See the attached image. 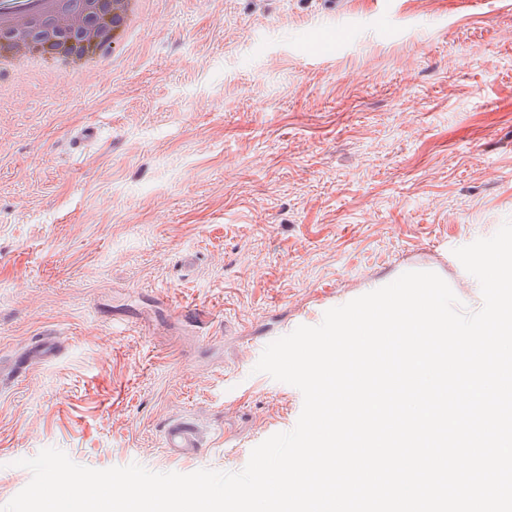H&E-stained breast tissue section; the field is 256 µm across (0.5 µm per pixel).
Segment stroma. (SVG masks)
<instances>
[{
    "label": "stroma",
    "mask_w": 512,
    "mask_h": 512,
    "mask_svg": "<svg viewBox=\"0 0 512 512\" xmlns=\"http://www.w3.org/2000/svg\"><path fill=\"white\" fill-rule=\"evenodd\" d=\"M511 219L512 0H150L119 57L0 86V365L63 343L0 378V506L46 448L242 470L303 407L260 339L410 270L478 311L454 251ZM34 343L23 353L16 357L14 361V370L16 373L22 371L28 363L39 361L43 363L53 362L59 355L60 347L58 343L49 337L48 334H40ZM162 444L167 456L174 459L196 457L204 447L195 422L186 417H177L167 423Z\"/></svg>",
    "instance_id": "obj_1"
}]
</instances>
